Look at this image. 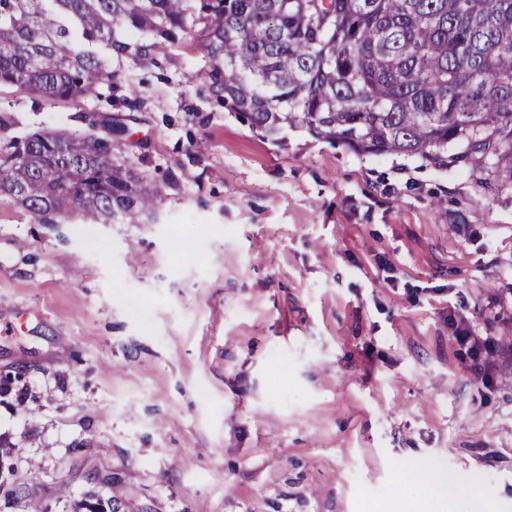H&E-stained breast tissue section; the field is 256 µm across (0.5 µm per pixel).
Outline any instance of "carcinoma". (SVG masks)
<instances>
[{
  "instance_id": "obj_1",
  "label": "carcinoma",
  "mask_w": 512,
  "mask_h": 512,
  "mask_svg": "<svg viewBox=\"0 0 512 512\" xmlns=\"http://www.w3.org/2000/svg\"><path fill=\"white\" fill-rule=\"evenodd\" d=\"M187 39L216 101L264 138L304 128L512 182V0H0V83L76 100L112 80V57ZM119 150L33 132L0 146V194L47 224L74 210L134 223L157 196Z\"/></svg>"
}]
</instances>
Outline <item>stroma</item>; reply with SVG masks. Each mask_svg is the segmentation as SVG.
Masks as SVG:
<instances>
[{"mask_svg": "<svg viewBox=\"0 0 512 512\" xmlns=\"http://www.w3.org/2000/svg\"><path fill=\"white\" fill-rule=\"evenodd\" d=\"M205 62L190 41L116 59L73 101L0 85V142L113 137L159 198L44 224L0 194V512L92 489L120 512H434L450 484L455 512H512V184L304 129L275 145ZM452 316L505 342L492 379Z\"/></svg>", "mask_w": 512, "mask_h": 512, "instance_id": "1", "label": "stroma"}]
</instances>
